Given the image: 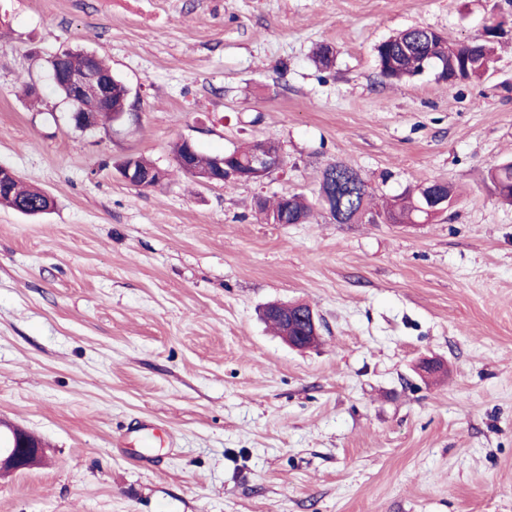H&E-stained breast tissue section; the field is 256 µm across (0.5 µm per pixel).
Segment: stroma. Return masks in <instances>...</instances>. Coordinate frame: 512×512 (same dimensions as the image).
Here are the masks:
<instances>
[{
    "mask_svg": "<svg viewBox=\"0 0 512 512\" xmlns=\"http://www.w3.org/2000/svg\"><path fill=\"white\" fill-rule=\"evenodd\" d=\"M489 24L482 79L380 74L401 31ZM69 48L128 87L120 125L70 124L50 79ZM182 139L272 140L284 167L203 185ZM131 155L164 182L123 181ZM505 160L512 0H0V165L55 202L0 206V419L46 448L0 512H512ZM334 162L368 184L359 223L267 222L259 202L316 204ZM432 181L443 214L386 221ZM275 302L312 308L315 347L269 328Z\"/></svg>",
    "mask_w": 512,
    "mask_h": 512,
    "instance_id": "obj_1",
    "label": "stroma"
}]
</instances>
